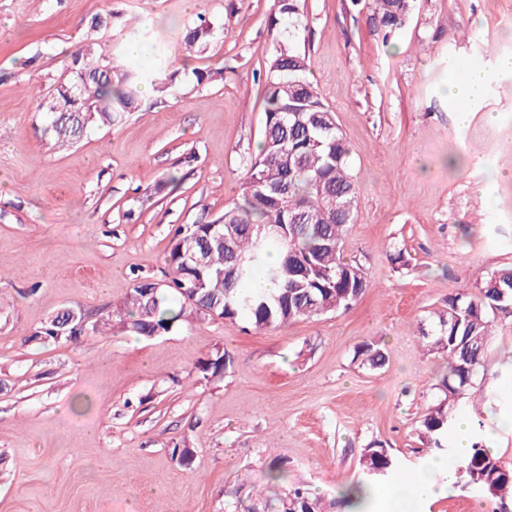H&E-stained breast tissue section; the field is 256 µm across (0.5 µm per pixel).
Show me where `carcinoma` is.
Listing matches in <instances>:
<instances>
[{"mask_svg": "<svg viewBox=\"0 0 512 512\" xmlns=\"http://www.w3.org/2000/svg\"><path fill=\"white\" fill-rule=\"evenodd\" d=\"M276 12L291 20L288 38L274 39L264 59V127L257 156L251 162L241 187V197L231 208L211 220L234 225L233 235L220 243L208 235L207 226H181L174 232L169 262L171 275L156 295L144 284L131 289L119 321L128 331L149 337L170 332L189 317L216 316L232 324L244 319L255 330L286 325L340 309L348 310L368 287L363 266L344 257L347 226L358 214V186L349 172V151L336 125L335 113L323 100L307 73L309 57L298 42L304 28L301 0H273ZM370 23L385 41L410 21L415 0H369ZM212 28L207 21L189 28L183 38L188 50L207 45ZM155 61L148 69L106 63L88 45L70 55L67 75L53 88L76 85L77 107L92 112H51L45 133L61 143L80 139L87 129L114 124L135 109L141 88L169 94L177 71L162 42L154 40ZM277 255L275 263L269 261ZM203 257L198 268H186V257ZM250 267L273 285L262 291L242 279ZM196 281L186 291L184 284ZM512 315V269H503L484 279L472 295L450 294L444 309L436 312L437 334H423L427 350L447 362V372L437 389L442 399L420 421V435L434 448H444L442 439L453 432V406L473 383L491 336L492 318ZM82 321L76 315L68 332L60 335L55 319L37 331L58 342L76 340L85 329L74 330ZM363 364L378 369L386 352L379 345L364 344L356 352ZM363 477L354 489L360 492L387 477L394 467L387 449L371 445L361 459ZM466 485L493 500L512 498V469L479 442L457 468ZM268 482L276 491L267 495L241 480L224 512H252L254 504L265 512H289L288 502L298 500L303 512L315 505L327 512L352 500L344 492L323 502V497L300 483L288 482L284 462L269 465Z\"/></svg>", "mask_w": 512, "mask_h": 512, "instance_id": "obj_1", "label": "carcinoma"}]
</instances>
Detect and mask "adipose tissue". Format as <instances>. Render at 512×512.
Here are the masks:
<instances>
[{
  "label": "adipose tissue",
  "instance_id": "obj_1",
  "mask_svg": "<svg viewBox=\"0 0 512 512\" xmlns=\"http://www.w3.org/2000/svg\"><path fill=\"white\" fill-rule=\"evenodd\" d=\"M496 69L512 73V57H499L492 61L490 67L473 66L464 70H456L448 76V90L450 93L462 96L464 103L458 111L460 119H467L470 108L480 101L485 93L488 69ZM456 437L453 443V456L447 460H424L417 473L407 479L401 480L393 488L387 499L377 501L374 493H367L364 503L357 512H371L376 503L392 507L393 512H410L414 503L426 502L447 494L448 484H436L433 480V471L451 472L458 458L468 454L470 449L469 424L466 420H458L455 425Z\"/></svg>",
  "mask_w": 512,
  "mask_h": 512
}]
</instances>
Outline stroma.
I'll list each match as a JSON object with an SVG mask.
<instances>
[{"label":"stroma","mask_w":512,"mask_h":512,"mask_svg":"<svg viewBox=\"0 0 512 512\" xmlns=\"http://www.w3.org/2000/svg\"><path fill=\"white\" fill-rule=\"evenodd\" d=\"M310 79L334 111L360 192L345 254L369 285L348 311L263 331L191 319L145 338L117 312L138 282L169 277L175 229L238 197L264 124L273 0H0V512H224L240 476L267 484L271 461L331 497L361 478L378 443L415 472L419 422L445 362L427 351L431 314L512 267V73L487 74L467 123L449 71L512 56V0H418L383 41L350 0H303ZM111 15L108 30L91 28ZM161 29L179 72L172 96L144 89L122 121L58 147L31 93L53 87L67 54L128 51L125 19ZM205 19V50L181 42ZM213 72L197 83L198 71ZM457 156L456 166L446 159ZM176 182H169V175ZM403 250L409 266L389 256ZM101 335L56 343L31 334L61 308ZM366 343L388 361L357 359ZM228 353L203 373L200 360ZM512 387V317L494 320L485 362L455 408L512 467L498 426ZM186 448L188 461L173 451ZM414 512H512L464 483Z\"/></svg>","instance_id":"1"}]
</instances>
